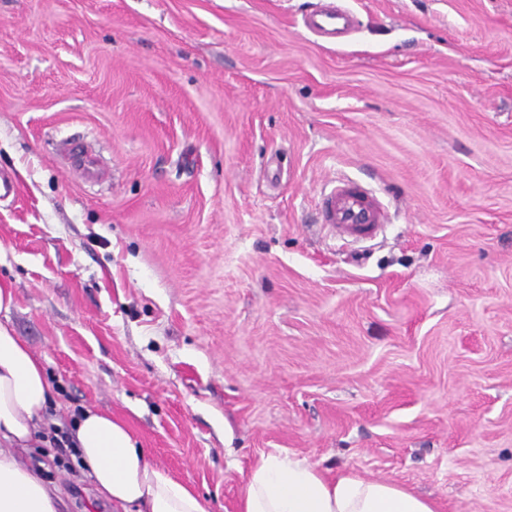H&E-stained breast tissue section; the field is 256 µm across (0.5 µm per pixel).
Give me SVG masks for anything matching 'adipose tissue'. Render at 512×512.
I'll use <instances>...</instances> for the list:
<instances>
[{
    "label": "adipose tissue",
    "mask_w": 512,
    "mask_h": 512,
    "mask_svg": "<svg viewBox=\"0 0 512 512\" xmlns=\"http://www.w3.org/2000/svg\"><path fill=\"white\" fill-rule=\"evenodd\" d=\"M52 400L42 357L0 323V512L61 510L56 488L21 454L36 442ZM71 438L75 456L115 512H207L111 414H75ZM239 512H436V506L389 481L353 472L330 478L296 456L269 453L255 463Z\"/></svg>",
    "instance_id": "obj_1"
}]
</instances>
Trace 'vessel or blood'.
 Instances as JSON below:
<instances>
[{"label":"vessel or blood","mask_w":512,"mask_h":512,"mask_svg":"<svg viewBox=\"0 0 512 512\" xmlns=\"http://www.w3.org/2000/svg\"><path fill=\"white\" fill-rule=\"evenodd\" d=\"M307 24L315 33L333 37L349 28L351 13L328 5L313 12ZM321 216L333 238L350 242L375 237L387 220L379 200L351 179L337 180L331 190L323 194Z\"/></svg>","instance_id":"b4317fda"}]
</instances>
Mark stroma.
Segmentation results:
<instances>
[{
	"mask_svg": "<svg viewBox=\"0 0 512 512\" xmlns=\"http://www.w3.org/2000/svg\"><path fill=\"white\" fill-rule=\"evenodd\" d=\"M317 4L0 0V322L209 512L272 452L512 512V0H343L336 42ZM341 178L375 238L324 227ZM308 27L315 33L336 37L343 33L351 24V12L335 5L325 6L313 12L308 21ZM321 216L333 238L357 242L375 237L384 227L387 214L364 186L351 179H339L323 194Z\"/></svg>",
	"mask_w": 512,
	"mask_h": 512,
	"instance_id": "1",
	"label": "stroma"
}]
</instances>
